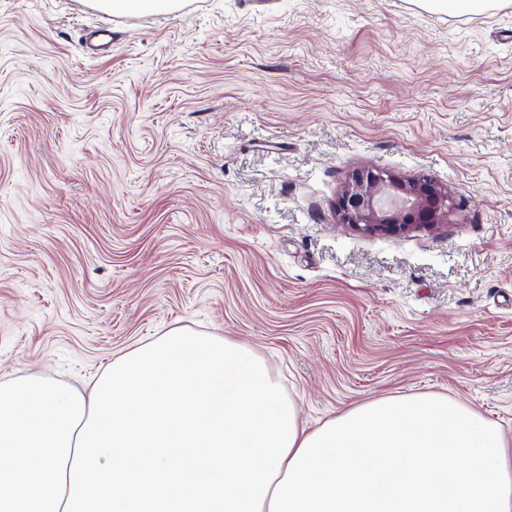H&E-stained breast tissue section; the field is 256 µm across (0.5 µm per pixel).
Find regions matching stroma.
I'll return each mask as SVG.
<instances>
[{"instance_id": "obj_1", "label": "stroma", "mask_w": 512, "mask_h": 512, "mask_svg": "<svg viewBox=\"0 0 512 512\" xmlns=\"http://www.w3.org/2000/svg\"><path fill=\"white\" fill-rule=\"evenodd\" d=\"M365 167L457 209L339 223ZM175 326L251 346L307 428L439 393L512 439V0H0V381L84 392ZM104 11L136 14L142 11L164 10L172 13L179 9V0H92ZM432 12L467 13L481 10L492 0H416Z\"/></svg>"}]
</instances>
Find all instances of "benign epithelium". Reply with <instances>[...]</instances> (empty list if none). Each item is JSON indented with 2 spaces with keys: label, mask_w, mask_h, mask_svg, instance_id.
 <instances>
[{
  "label": "benign epithelium",
  "mask_w": 512,
  "mask_h": 512,
  "mask_svg": "<svg viewBox=\"0 0 512 512\" xmlns=\"http://www.w3.org/2000/svg\"><path fill=\"white\" fill-rule=\"evenodd\" d=\"M454 205L448 190L430 178L408 179L376 168L354 171L337 205L342 224L396 235L448 223Z\"/></svg>",
  "instance_id": "obj_1"
}]
</instances>
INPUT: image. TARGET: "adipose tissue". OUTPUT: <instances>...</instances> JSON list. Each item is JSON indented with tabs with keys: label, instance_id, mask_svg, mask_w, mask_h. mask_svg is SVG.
<instances>
[{
	"label": "adipose tissue",
	"instance_id": "obj_1",
	"mask_svg": "<svg viewBox=\"0 0 512 512\" xmlns=\"http://www.w3.org/2000/svg\"><path fill=\"white\" fill-rule=\"evenodd\" d=\"M0 512H512V442L435 393L307 429L250 347L174 327L86 394L0 382Z\"/></svg>",
	"mask_w": 512,
	"mask_h": 512
}]
</instances>
